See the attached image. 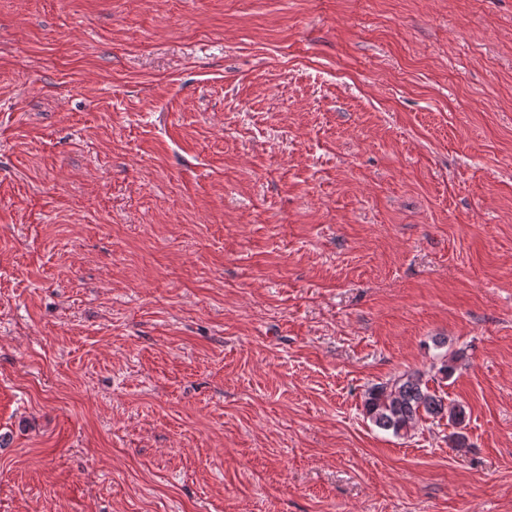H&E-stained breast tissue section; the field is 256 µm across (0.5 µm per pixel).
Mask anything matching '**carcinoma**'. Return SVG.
<instances>
[{
  "label": "carcinoma",
  "mask_w": 512,
  "mask_h": 512,
  "mask_svg": "<svg viewBox=\"0 0 512 512\" xmlns=\"http://www.w3.org/2000/svg\"><path fill=\"white\" fill-rule=\"evenodd\" d=\"M363 407L373 425L397 437L409 435L429 419L446 418L456 426L465 420L464 406L448 405L419 371H405L371 386L364 395Z\"/></svg>",
  "instance_id": "carcinoma-1"
}]
</instances>
